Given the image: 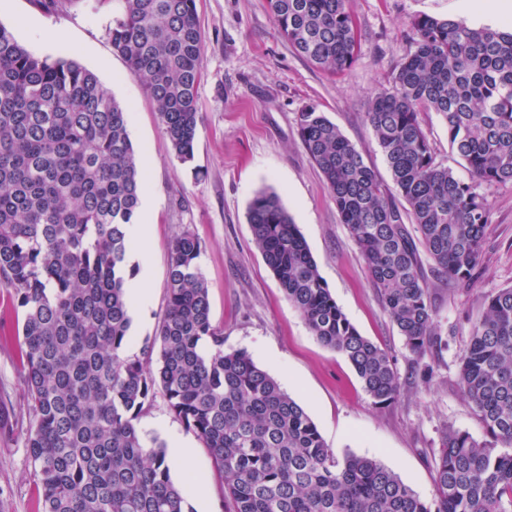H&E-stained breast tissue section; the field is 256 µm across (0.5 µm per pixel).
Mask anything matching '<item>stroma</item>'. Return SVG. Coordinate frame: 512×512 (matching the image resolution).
<instances>
[{
	"label": "stroma",
	"mask_w": 512,
	"mask_h": 512,
	"mask_svg": "<svg viewBox=\"0 0 512 512\" xmlns=\"http://www.w3.org/2000/svg\"><path fill=\"white\" fill-rule=\"evenodd\" d=\"M196 6L205 40L200 122L195 159L184 164L165 137L152 100L112 50L110 0H72L51 13L33 0H0V24L24 47L43 57L77 60L131 114L129 134L142 161L145 193L155 201L151 217L135 216L139 223L151 221L152 236L147 300L132 316L131 334L138 343L154 336L167 300L171 244L191 230L201 242L211 321L224 331L225 350H246L305 408L337 456L376 458L422 499H431L442 431L454 427L486 437L457 385L458 359L486 298L512 286V182L484 189L490 222L484 263L471 286L430 281L443 347L418 355L405 346L367 280L359 250L300 138L298 114L309 106L323 112L362 152L378 180L391 184L366 112L372 92L389 85L409 48L411 19L428 15L490 28L495 22L474 12L470 0H351L361 52L350 70L333 75L289 46L266 0H196ZM420 119L438 160L469 180L442 116L425 112ZM261 190L279 195L350 322L388 352L403 383L395 403L375 406L349 361L317 341L286 299L253 243L248 209ZM11 296L0 287V400L13 412L12 429L0 431V512H40L25 447L31 417L17 355L22 313ZM137 426L165 442L174 433L187 440L208 489L203 501L189 495L194 512H229L207 448L163 397L154 398Z\"/></svg>",
	"instance_id": "stroma-1"
}]
</instances>
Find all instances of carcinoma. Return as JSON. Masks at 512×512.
<instances>
[{
    "label": "carcinoma",
    "mask_w": 512,
    "mask_h": 512,
    "mask_svg": "<svg viewBox=\"0 0 512 512\" xmlns=\"http://www.w3.org/2000/svg\"><path fill=\"white\" fill-rule=\"evenodd\" d=\"M116 2L112 49L153 100L176 157L190 163L204 58L196 0ZM267 5L313 65L335 74L357 60L349 0ZM410 26L392 86L372 95L367 112L410 223L323 113L306 107L298 125L385 313L421 354L438 344L428 276L470 285L490 220L478 188L512 182V28L426 15ZM427 111L443 117L471 181L437 161L419 120ZM130 120L93 71L36 56L0 25V285L23 312L26 447L41 512H193L187 488L171 479L164 444L136 426L158 392L208 449L233 512H512V287L487 297L458 359L459 388L487 439L442 431L430 501L377 459L338 458L247 351H224L201 244L188 230L171 246L154 336L141 355H123L133 342L127 225L145 189ZM248 219L311 335L347 358L374 405L397 401L402 382L390 356L336 304L279 196L258 192Z\"/></svg>",
    "instance_id": "carcinoma-1"
}]
</instances>
